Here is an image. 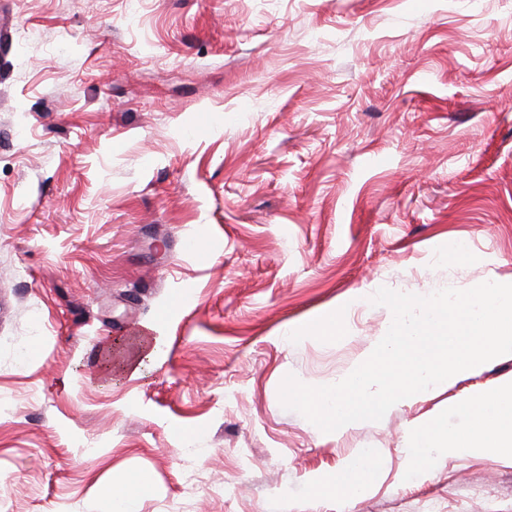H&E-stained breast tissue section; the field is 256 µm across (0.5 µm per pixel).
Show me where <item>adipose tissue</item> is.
Instances as JSON below:
<instances>
[{
	"mask_svg": "<svg viewBox=\"0 0 512 512\" xmlns=\"http://www.w3.org/2000/svg\"><path fill=\"white\" fill-rule=\"evenodd\" d=\"M468 425L449 434L443 420L432 419L412 429L405 440L409 470L426 477L436 456L481 448L512 454V387L474 393L468 402Z\"/></svg>",
	"mask_w": 512,
	"mask_h": 512,
	"instance_id": "adipose-tissue-1",
	"label": "adipose tissue"
}]
</instances>
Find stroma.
Returning <instances> with one entry per match:
<instances>
[{"label": "stroma", "mask_w": 512, "mask_h": 512, "mask_svg": "<svg viewBox=\"0 0 512 512\" xmlns=\"http://www.w3.org/2000/svg\"><path fill=\"white\" fill-rule=\"evenodd\" d=\"M480 281L512 283V0H0V512L136 475L138 512H512V455L403 454L511 354L336 433L279 398L386 331L380 287ZM367 448L370 489L314 494Z\"/></svg>", "instance_id": "obj_1"}]
</instances>
